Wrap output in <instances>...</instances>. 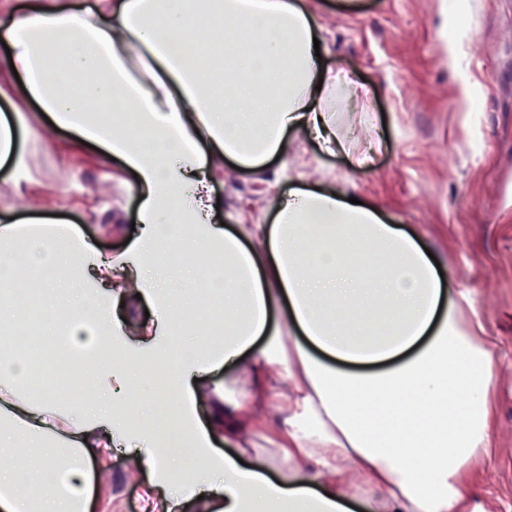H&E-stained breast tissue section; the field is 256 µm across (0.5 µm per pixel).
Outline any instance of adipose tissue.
<instances>
[{"label": "adipose tissue", "mask_w": 512, "mask_h": 512, "mask_svg": "<svg viewBox=\"0 0 512 512\" xmlns=\"http://www.w3.org/2000/svg\"><path fill=\"white\" fill-rule=\"evenodd\" d=\"M249 18L251 41L224 32V88L199 74L183 34ZM221 30V29H220ZM310 13L296 0H27L0 7V98L36 103L70 131L64 150L98 146L134 174L135 229L119 257L80 228L0 226L11 265L34 287L51 286L69 312L77 346L116 348L107 370L78 363L83 401L31 390L23 361L0 365V512H90L96 460L119 446L158 496L150 512L203 499L207 512H496L474 486L476 466L497 452L493 343L467 290L440 277L421 240L347 193L294 192L271 224L228 230L213 223L212 181L230 158L262 169L288 152V131L345 148L336 110L355 90L315 55ZM56 43L58 66L43 49ZM96 79L68 91L63 70ZM102 109L115 124H100ZM153 134L141 151L130 133ZM223 261L187 267L173 253ZM223 290L224 334L191 347L167 342L191 292ZM144 304L142 346L121 348L112 308ZM166 362L163 389L142 398L149 370ZM234 365L238 395L212 384ZM206 408L207 424L195 419ZM261 438L273 454L242 455ZM223 448H215V439ZM191 446L195 482L178 448Z\"/></svg>", "instance_id": "ef3b65f1"}]
</instances>
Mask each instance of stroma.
<instances>
[{"label":"stroma","instance_id":"1","mask_svg":"<svg viewBox=\"0 0 512 512\" xmlns=\"http://www.w3.org/2000/svg\"><path fill=\"white\" fill-rule=\"evenodd\" d=\"M324 62L347 74L357 96L340 130L361 113L375 119L347 152L330 154L290 132L287 157L252 173L232 162L216 169L214 193L227 226L272 223L295 188L349 194L416 234L442 271L471 291L488 335L500 340L496 368L497 446L482 490L512 512V0H302ZM22 132L16 174L0 170V214L13 219L63 215L105 255L122 253L118 217L132 218L137 197L110 162L89 149L67 159V141L36 113ZM366 154L367 168L350 155ZM110 477L93 512H146L148 474L128 476L112 451Z\"/></svg>","mask_w":512,"mask_h":512}]
</instances>
